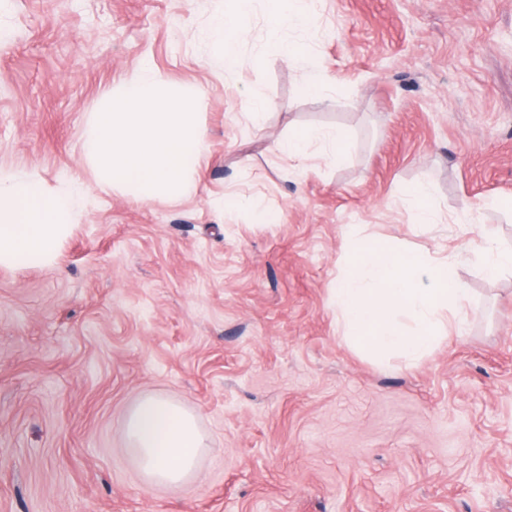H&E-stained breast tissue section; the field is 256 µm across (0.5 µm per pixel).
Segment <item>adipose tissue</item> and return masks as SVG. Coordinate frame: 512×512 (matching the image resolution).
Returning a JSON list of instances; mask_svg holds the SVG:
<instances>
[{"label": "adipose tissue", "instance_id": "1", "mask_svg": "<svg viewBox=\"0 0 512 512\" xmlns=\"http://www.w3.org/2000/svg\"><path fill=\"white\" fill-rule=\"evenodd\" d=\"M252 0H224V7L213 19L223 39L218 46L225 69L240 64L239 45L248 35L245 19ZM271 37L266 55L307 70L303 88L306 95L321 96L325 90L323 68L304 44L285 40L283 28L308 31L306 11L291 9L288 0H267ZM320 144L325 160L341 157L345 139L336 130L297 133L276 145L281 156L304 169L313 144ZM74 193L47 189L38 176L23 179L0 173V265L41 266L57 261L60 245L73 219ZM126 437L133 448L144 479L151 484L173 488L188 486L194 479L198 461L206 447V436L193 411L172 399L141 396L130 408Z\"/></svg>", "mask_w": 512, "mask_h": 512}]
</instances>
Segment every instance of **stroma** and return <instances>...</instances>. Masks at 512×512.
<instances>
[{"instance_id":"35a3bbf8","label":"stroma","mask_w":512,"mask_h":512,"mask_svg":"<svg viewBox=\"0 0 512 512\" xmlns=\"http://www.w3.org/2000/svg\"><path fill=\"white\" fill-rule=\"evenodd\" d=\"M222 7L0 0V170L79 189L56 263L0 266V512H512V272L461 254L512 249V0H310V33L281 35L324 67L319 99L264 55L262 0L224 71ZM144 66L202 94L208 155L176 199L102 191L83 154ZM312 129L347 148L303 174L274 146ZM422 181L424 229L402 195ZM358 236L457 252L468 331L412 365L345 340L333 290ZM146 394L208 435L188 489L133 461ZM469 258L491 278L503 270L512 269V250H501L490 239L476 241Z\"/></svg>"}]
</instances>
